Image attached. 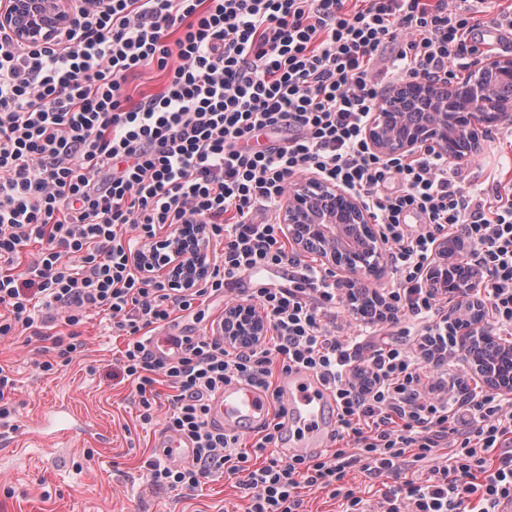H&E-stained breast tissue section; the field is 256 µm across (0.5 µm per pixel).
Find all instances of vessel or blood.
I'll return each instance as SVG.
<instances>
[{
    "mask_svg": "<svg viewBox=\"0 0 512 512\" xmlns=\"http://www.w3.org/2000/svg\"><path fill=\"white\" fill-rule=\"evenodd\" d=\"M279 399L271 401L262 388L240 382L225 385L210 401V421L217 429L260 430L271 416H278L284 434L281 457L313 455L328 448L336 429V400L319 378L295 372L280 381ZM162 458L192 461L191 443L173 432L156 441Z\"/></svg>",
    "mask_w": 512,
    "mask_h": 512,
    "instance_id": "b4317fda",
    "label": "vessel or blood"
}]
</instances>
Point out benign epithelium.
Instances as JSON below:
<instances>
[{"label": "benign epithelium", "instance_id": "obj_1", "mask_svg": "<svg viewBox=\"0 0 512 512\" xmlns=\"http://www.w3.org/2000/svg\"><path fill=\"white\" fill-rule=\"evenodd\" d=\"M73 0H4L0 27L24 45L50 40L74 22ZM386 104L369 122L366 138L374 151L385 156L411 155L433 147L446 150L456 137L462 151L448 153V160L463 162L469 149L477 148L482 135L512 122V57H488L475 65L464 81L434 82L420 79L391 88ZM286 236L307 254L319 256L329 273L337 274L336 288L362 300L363 316L382 321L386 309L370 290L364 274L376 273L385 246L359 197L316 176L295 181L280 208ZM465 248L458 238L438 242L436 257L426 270L428 285L440 295L465 300L463 322L454 326L463 349L487 347L491 329L485 308L473 295L481 287L477 270L457 261ZM173 260L165 265L148 254L138 256L144 273L169 285H203L210 273L204 245L192 236H181L172 247ZM266 318L248 304L224 312V344L255 346L267 335ZM479 379L488 389L512 393V376H500L483 364H475Z\"/></svg>", "mask_w": 512, "mask_h": 512}]
</instances>
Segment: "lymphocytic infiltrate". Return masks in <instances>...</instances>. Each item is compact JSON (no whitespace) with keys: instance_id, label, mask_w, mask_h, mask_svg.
Listing matches in <instances>:
<instances>
[{"instance_id":"lymphocytic-infiltrate-1","label":"lymphocytic infiltrate","mask_w":512,"mask_h":512,"mask_svg":"<svg viewBox=\"0 0 512 512\" xmlns=\"http://www.w3.org/2000/svg\"><path fill=\"white\" fill-rule=\"evenodd\" d=\"M494 0H79L56 40L22 45L0 28V339L34 323L50 335L42 371L71 361L77 327L108 315L125 340L119 360L143 422L158 392L173 395L167 430L194 458L147 460L150 486L198 489L236 477L247 512H305V493L340 512H496L512 499V397L449 377L458 351L451 313L424 274L440 238H462L480 272L491 327L512 330V186L467 189L436 149L413 158L375 152L366 127L388 87L452 79L483 43ZM156 70L163 89L134 97L129 80ZM266 144H257L259 134ZM313 174L361 198L398 276L383 298L414 322L412 347L377 323L339 324L348 297L289 251L277 208L294 179ZM420 226L410 229L409 216ZM197 224L224 241L200 288L135 273L158 230ZM287 267L288 285L250 296L270 343L229 349L186 339L157 356L145 333L192 311L227 280ZM40 302L34 318L30 306ZM303 369L336 399L338 448L305 458L269 455L278 424L252 452L241 433L209 422L226 383L270 390L274 373ZM391 485L373 498L350 472Z\"/></svg>"}]
</instances>
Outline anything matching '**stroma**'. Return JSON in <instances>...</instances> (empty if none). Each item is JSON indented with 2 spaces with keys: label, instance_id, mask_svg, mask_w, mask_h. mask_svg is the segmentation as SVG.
Segmentation results:
<instances>
[{
  "label": "stroma",
  "instance_id": "35a3bbf8",
  "mask_svg": "<svg viewBox=\"0 0 512 512\" xmlns=\"http://www.w3.org/2000/svg\"><path fill=\"white\" fill-rule=\"evenodd\" d=\"M482 162L467 167L468 184L485 187L491 175L512 180V144L483 142ZM252 282L239 279L231 289L196 304L192 313L152 331L153 342L210 332L227 300L246 302ZM83 352L69 364L42 372L43 340L32 332L0 340V363L17 381L15 419L34 421L55 404L68 406L100 428L104 442L21 435L15 448L0 451V512H246L247 501L234 481L219 478L193 492L151 488L142 470L164 430L162 417L142 423L134 386L116 361L123 347L110 321L92 316L80 326Z\"/></svg>",
  "mask_w": 512,
  "mask_h": 512
}]
</instances>
